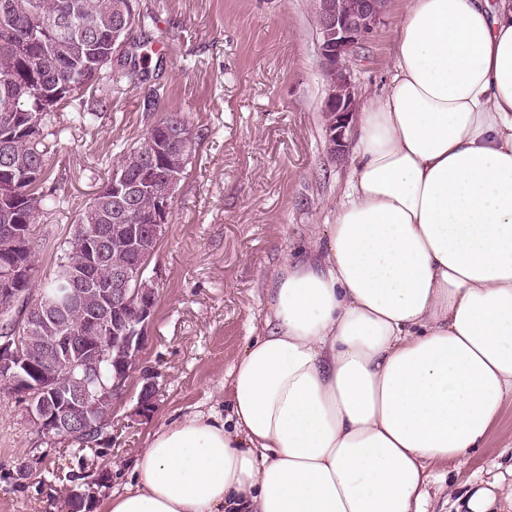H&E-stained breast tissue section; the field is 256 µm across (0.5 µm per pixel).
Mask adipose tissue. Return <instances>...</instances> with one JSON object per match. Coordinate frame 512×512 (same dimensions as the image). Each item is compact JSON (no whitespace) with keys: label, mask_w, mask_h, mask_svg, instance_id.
I'll use <instances>...</instances> for the list:
<instances>
[{"label":"adipose tissue","mask_w":512,"mask_h":512,"mask_svg":"<svg viewBox=\"0 0 512 512\" xmlns=\"http://www.w3.org/2000/svg\"><path fill=\"white\" fill-rule=\"evenodd\" d=\"M326 249L283 265L232 426L156 431L104 512H427L512 400V0H402ZM512 507V466L455 512Z\"/></svg>","instance_id":"1"}]
</instances>
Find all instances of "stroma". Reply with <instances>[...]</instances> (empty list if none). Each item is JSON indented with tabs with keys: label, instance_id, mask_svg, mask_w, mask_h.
<instances>
[{
	"label": "stroma",
	"instance_id": "stroma-1",
	"mask_svg": "<svg viewBox=\"0 0 512 512\" xmlns=\"http://www.w3.org/2000/svg\"><path fill=\"white\" fill-rule=\"evenodd\" d=\"M136 31L144 81L112 87L92 128H68L49 161L50 185L65 202L34 226L39 275L54 266L76 213L111 172L114 144L136 142L167 111L185 113L203 134L173 204L156 263L158 299L141 353L154 372L156 403L137 410L139 372L114 401L112 426L97 445L40 441L25 409L0 393V512H58L70 488L111 475L93 512L122 492L135 456L161 426L199 412H231L224 381L248 337L260 335L277 269L324 244L355 165L352 137L330 153L323 114L327 87L318 65L312 0H139ZM399 0L352 62L357 103L390 80ZM164 89L149 104L150 88ZM32 474L18 482L19 463ZM512 460V403L491 426L484 447L457 472L434 469L430 512H444L446 488L485 477Z\"/></svg>",
	"mask_w": 512,
	"mask_h": 512
}]
</instances>
